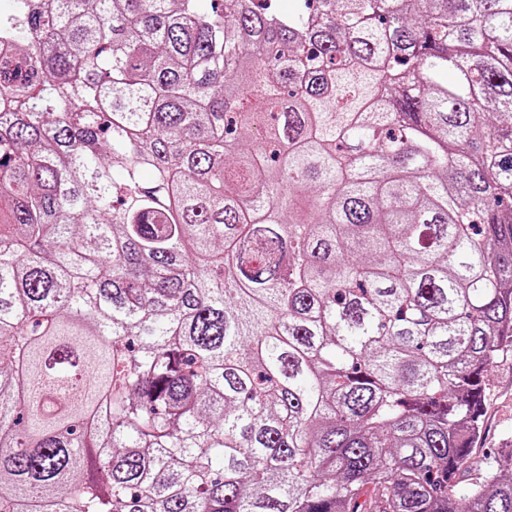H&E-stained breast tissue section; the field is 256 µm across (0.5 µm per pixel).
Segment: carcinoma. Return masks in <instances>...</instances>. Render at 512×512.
Instances as JSON below:
<instances>
[{
  "mask_svg": "<svg viewBox=\"0 0 512 512\" xmlns=\"http://www.w3.org/2000/svg\"><path fill=\"white\" fill-rule=\"evenodd\" d=\"M10 2L0 512H512V0ZM487 426L472 459L460 471L459 489L476 477L478 461L502 448L512 436V357L501 360L488 375Z\"/></svg>",
  "mask_w": 512,
  "mask_h": 512,
  "instance_id": "obj_1",
  "label": "carcinoma"
}]
</instances>
